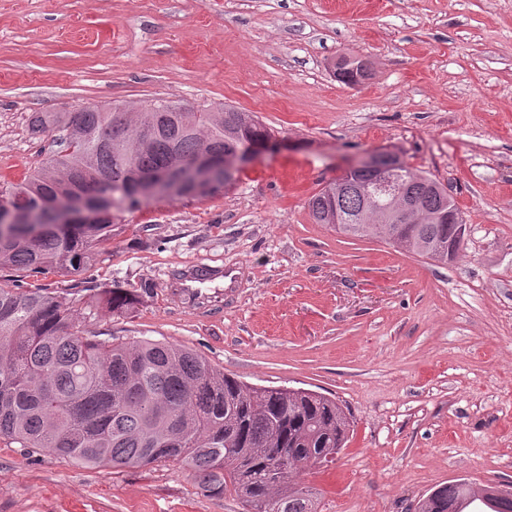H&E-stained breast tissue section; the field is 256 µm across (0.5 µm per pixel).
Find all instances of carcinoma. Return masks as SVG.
<instances>
[{
    "label": "carcinoma",
    "mask_w": 512,
    "mask_h": 512,
    "mask_svg": "<svg viewBox=\"0 0 512 512\" xmlns=\"http://www.w3.org/2000/svg\"><path fill=\"white\" fill-rule=\"evenodd\" d=\"M361 58H343L337 78L347 84ZM150 100L137 112L96 105L56 115L39 113L32 131L59 132V148L22 182L0 190L39 212L37 229L11 224L0 233V270L69 275L93 267L112 238V210L142 203L133 173L179 177L200 152L222 155L244 132L271 133L249 112H174ZM403 194L435 213L448 205L441 184L404 167ZM224 189L217 170L199 192H162L159 199L204 198ZM86 195L106 199L93 224H62L56 203ZM317 224L359 238L379 237L403 251L448 262L453 224L336 223L325 190L308 202ZM347 217L363 215L353 193L339 201ZM140 290L103 288L94 303L124 313ZM350 413L336 399L308 389L251 387L218 371L193 350L149 338L87 336L71 301L44 290L0 283V439L43 448L88 467L147 466L182 461L212 493H230L247 512H319L316 489L302 475L319 457L336 455L349 440ZM291 458L285 478L271 479L269 452ZM512 512V492L495 484L456 479L423 497L417 512Z\"/></svg>",
    "instance_id": "cac0c4a2"
}]
</instances>
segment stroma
<instances>
[{"instance_id":"1","label":"stroma","mask_w":512,"mask_h":512,"mask_svg":"<svg viewBox=\"0 0 512 512\" xmlns=\"http://www.w3.org/2000/svg\"><path fill=\"white\" fill-rule=\"evenodd\" d=\"M370 58L364 84L341 56ZM161 98L253 113L281 147L204 199L113 211L98 263L25 277L86 329L187 346L253 387L339 399L354 431L304 480L321 512H415L449 481L512 483V0H0V188L45 158L38 112ZM375 152L437 179L468 233L441 264L314 223L308 199ZM206 267L200 296L173 287ZM0 512H244L185 465L86 468L0 441ZM151 286L144 283L140 286L141 293H147ZM141 293L138 290L124 288H103L94 295V303L107 309L111 313H124L135 307L139 302Z\"/></svg>"}]
</instances>
